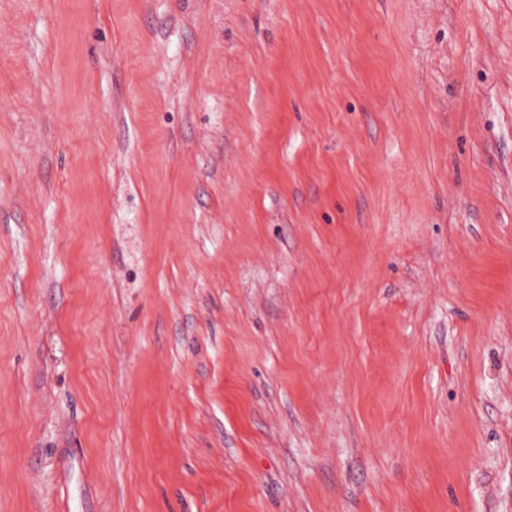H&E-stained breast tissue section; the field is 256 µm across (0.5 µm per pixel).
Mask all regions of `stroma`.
<instances>
[{
	"mask_svg": "<svg viewBox=\"0 0 512 512\" xmlns=\"http://www.w3.org/2000/svg\"><path fill=\"white\" fill-rule=\"evenodd\" d=\"M0 512H512V0H0Z\"/></svg>",
	"mask_w": 512,
	"mask_h": 512,
	"instance_id": "obj_1",
	"label": "stroma"
}]
</instances>
